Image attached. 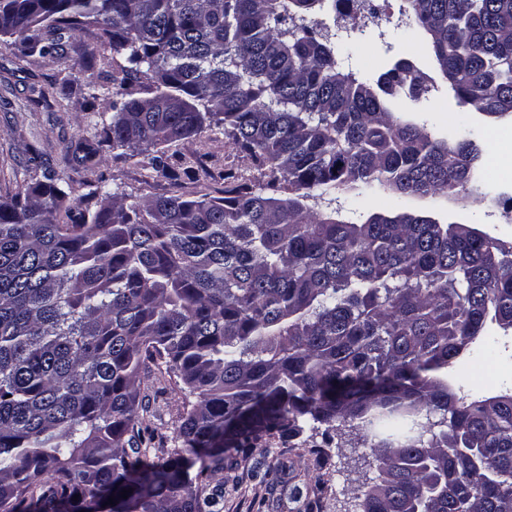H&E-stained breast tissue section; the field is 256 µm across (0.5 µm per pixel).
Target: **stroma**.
I'll use <instances>...</instances> for the list:
<instances>
[{"label": "stroma", "mask_w": 512, "mask_h": 512, "mask_svg": "<svg viewBox=\"0 0 512 512\" xmlns=\"http://www.w3.org/2000/svg\"><path fill=\"white\" fill-rule=\"evenodd\" d=\"M404 0H373L376 17L359 21L340 19L332 0L308 15L309 23L327 26L336 44L342 72L361 78L392 68L401 59L412 61L433 79L434 88L425 97L401 99L402 111L427 124L439 138L453 139L460 110L453 91L433 65L424 37L407 38ZM94 53L85 60L70 53L63 60L30 53L10 38L0 40V193L14 192L34 183L43 170L55 172L68 201L99 188L120 189L126 203L137 206L168 191L165 181L137 160L103 154L91 169H74L65 159L64 140L82 138L96 143L103 128L112 121L113 85L104 73V50L92 37H78ZM89 64L100 86L94 107H87L85 80L67 81L72 66ZM48 90L46 102L33 104L34 89ZM484 147V162L475 176L477 192L439 197L434 201L442 220L474 224L491 236L512 241V200L501 196L495 178L512 179V122L494 121L472 113ZM178 163L199 171L196 182L186 184V197L217 196L223 191L224 173L242 182L259 177L251 160L221 130H207L172 144ZM337 205L342 219L360 222L374 212L397 206L394 193L376 184L361 195L339 193ZM512 333L497 335L494 357L462 359L452 368L448 384L457 397L468 400L512 394ZM140 397L144 408L139 426L145 437L146 457L168 458L180 449L177 426L190 396L181 380L164 363H148L140 374ZM372 441L350 447L331 427L309 423L303 433L289 442L272 438L261 443L249 457L226 459L224 468L200 487L209 496L214 487L224 489L215 512H360L364 492L377 476Z\"/></svg>", "instance_id": "1"}]
</instances>
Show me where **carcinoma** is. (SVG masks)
Here are the masks:
<instances>
[{"label": "carcinoma", "mask_w": 512, "mask_h": 512, "mask_svg": "<svg viewBox=\"0 0 512 512\" xmlns=\"http://www.w3.org/2000/svg\"><path fill=\"white\" fill-rule=\"evenodd\" d=\"M324 0H0V37L55 58L84 32L120 63L103 135L171 190L142 208H62L56 179L0 194V512H207L197 487L312 422L376 438L362 512H512V394L465 402L448 367L512 331V243L397 207L355 223L307 200L374 183L468 190L484 148L403 118L431 91L409 60L360 81ZM459 105L512 118V0H405ZM154 88L134 89L141 76ZM223 128L260 180L185 197L166 147ZM163 361L195 401L185 451L142 462L137 385ZM133 489L128 498L120 492Z\"/></svg>", "instance_id": "cac0c4a2"}]
</instances>
